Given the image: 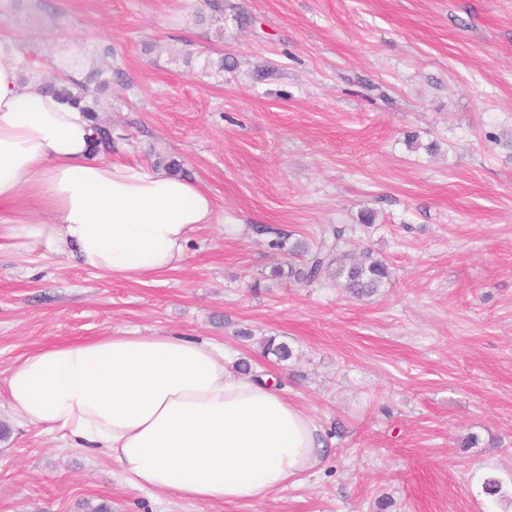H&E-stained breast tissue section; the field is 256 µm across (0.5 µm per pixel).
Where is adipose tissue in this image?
Segmentation results:
<instances>
[{
  "label": "adipose tissue",
  "instance_id": "ef3b65f1",
  "mask_svg": "<svg viewBox=\"0 0 512 512\" xmlns=\"http://www.w3.org/2000/svg\"><path fill=\"white\" fill-rule=\"evenodd\" d=\"M28 62L0 35V253L58 255L141 281L177 268L218 221L201 184L105 160L69 101L23 84ZM36 205L41 221L23 208ZM10 413L109 453L136 489L223 504L264 499L325 453L315 424L223 349L137 333L41 346L5 380Z\"/></svg>",
  "mask_w": 512,
  "mask_h": 512
}]
</instances>
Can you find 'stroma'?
I'll return each instance as SVG.
<instances>
[{
  "instance_id": "obj_1",
  "label": "stroma",
  "mask_w": 512,
  "mask_h": 512,
  "mask_svg": "<svg viewBox=\"0 0 512 512\" xmlns=\"http://www.w3.org/2000/svg\"><path fill=\"white\" fill-rule=\"evenodd\" d=\"M224 2L0 0L33 81L85 79L111 45L112 159L178 160L224 218L138 282L1 255L0 380L46 344L183 336L266 374L327 453L209 504L134 489L2 406L0 512H512V0ZM330 224L387 260L378 294L272 277L276 233L313 245Z\"/></svg>"
}]
</instances>
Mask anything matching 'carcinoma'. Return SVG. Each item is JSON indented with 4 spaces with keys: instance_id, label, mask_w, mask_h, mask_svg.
<instances>
[{
    "instance_id": "1",
    "label": "carcinoma",
    "mask_w": 512,
    "mask_h": 512,
    "mask_svg": "<svg viewBox=\"0 0 512 512\" xmlns=\"http://www.w3.org/2000/svg\"><path fill=\"white\" fill-rule=\"evenodd\" d=\"M45 89L69 100L88 116L100 111V102L95 90L71 77L66 83L56 81L47 84ZM93 128L96 133L93 151L99 154L112 152V129L98 123L93 124ZM345 232L344 227H328L320 244L314 249L302 240L291 239L288 234L277 235L270 241V248L297 258L299 262L288 263L284 267L276 266L272 269V275L286 277L309 286L331 280L358 298L377 293L389 280L388 263L373 256L370 251L362 253L359 257L342 252ZM263 351L273 354L281 361H288L293 357L289 345L285 342H275L272 336L263 340Z\"/></svg>"
}]
</instances>
